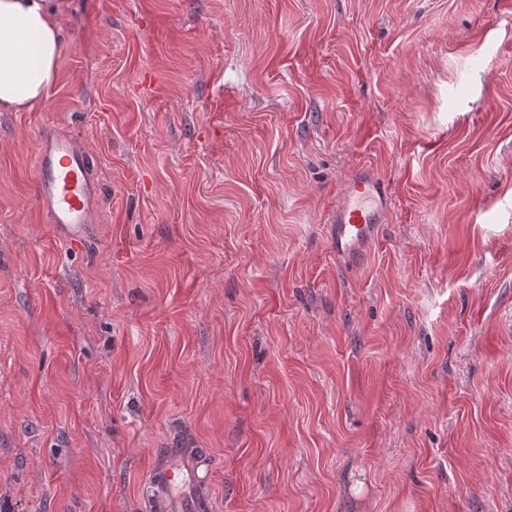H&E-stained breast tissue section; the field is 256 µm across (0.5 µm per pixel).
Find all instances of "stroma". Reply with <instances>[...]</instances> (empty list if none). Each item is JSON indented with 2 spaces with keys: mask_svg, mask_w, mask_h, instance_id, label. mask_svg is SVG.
<instances>
[{
  "mask_svg": "<svg viewBox=\"0 0 512 512\" xmlns=\"http://www.w3.org/2000/svg\"><path fill=\"white\" fill-rule=\"evenodd\" d=\"M0 112V512H512V0H70ZM92 157L81 243L44 133ZM388 186L354 256L348 178ZM36 183L47 204L51 224L70 238L81 237L100 198V184L92 158L70 139L42 146L35 161ZM183 468L191 470L189 464L179 461L170 462L166 466L156 470L153 474V483L169 497L170 505L175 501L174 491L179 487L178 479Z\"/></svg>",
  "mask_w": 512,
  "mask_h": 512,
  "instance_id": "1",
  "label": "stroma"
}]
</instances>
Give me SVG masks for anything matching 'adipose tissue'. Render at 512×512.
<instances>
[{"mask_svg":"<svg viewBox=\"0 0 512 512\" xmlns=\"http://www.w3.org/2000/svg\"><path fill=\"white\" fill-rule=\"evenodd\" d=\"M68 0H0V112H26L54 83Z\"/></svg>","mask_w":512,"mask_h":512,"instance_id":"obj_1","label":"adipose tissue"}]
</instances>
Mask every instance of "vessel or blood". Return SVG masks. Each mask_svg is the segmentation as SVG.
<instances>
[{"label":"vessel or blood","mask_w":512,"mask_h":512,"mask_svg":"<svg viewBox=\"0 0 512 512\" xmlns=\"http://www.w3.org/2000/svg\"><path fill=\"white\" fill-rule=\"evenodd\" d=\"M35 171L38 192L47 204L52 223L70 237L82 236L100 198L92 158L74 141L59 139L40 148ZM384 196V184L367 173H357L349 180L332 219L337 253H349L371 237L380 220ZM183 468V463L173 461L156 470L154 485L164 493H174Z\"/></svg>","instance_id":"b4317fda"}]
</instances>
